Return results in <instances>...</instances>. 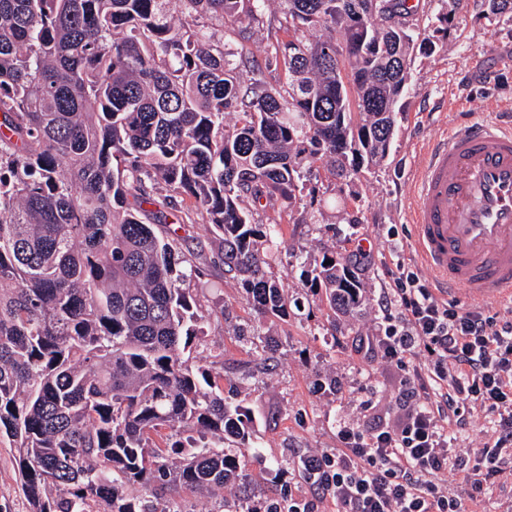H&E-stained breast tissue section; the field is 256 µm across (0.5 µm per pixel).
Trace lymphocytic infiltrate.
Masks as SVG:
<instances>
[{
  "label": "lymphocytic infiltrate",
  "instance_id": "1",
  "mask_svg": "<svg viewBox=\"0 0 512 512\" xmlns=\"http://www.w3.org/2000/svg\"><path fill=\"white\" fill-rule=\"evenodd\" d=\"M395 268L376 335L355 340L361 358L399 371L394 417L369 430L338 419L339 448L304 454L297 475L336 512H482L489 485L512 470V320L439 298L404 258ZM478 408L496 425L465 452L457 436ZM450 472L457 486L444 483Z\"/></svg>",
  "mask_w": 512,
  "mask_h": 512
}]
</instances>
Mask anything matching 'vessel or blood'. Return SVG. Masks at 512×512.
Instances as JSON below:
<instances>
[{
    "mask_svg": "<svg viewBox=\"0 0 512 512\" xmlns=\"http://www.w3.org/2000/svg\"><path fill=\"white\" fill-rule=\"evenodd\" d=\"M412 182L413 248L439 293L512 300V113L453 119Z\"/></svg>",
    "mask_w": 512,
    "mask_h": 512,
    "instance_id": "1",
    "label": "vessel or blood"
}]
</instances>
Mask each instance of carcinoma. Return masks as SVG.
Wrapping results in <instances>:
<instances>
[{
  "label": "carcinoma",
  "mask_w": 512,
  "mask_h": 512,
  "mask_svg": "<svg viewBox=\"0 0 512 512\" xmlns=\"http://www.w3.org/2000/svg\"><path fill=\"white\" fill-rule=\"evenodd\" d=\"M408 0H0V440L30 512H184L243 485L256 457L224 372L191 362L210 314L190 283L221 264L264 317L298 307L267 275L275 224L327 165L345 188L389 155L410 61L453 26ZM276 4L267 65L241 79ZM237 27L239 61L224 52ZM222 242L208 256L178 234ZM331 264H326V261ZM343 313L365 283L334 252L307 271ZM275 5L271 6V10L266 15L265 28L255 27L252 40L247 44V50L251 58L250 70L244 71L243 76L245 79H256L266 82L269 85H276L279 82L278 73L271 71L265 66V59L268 53L272 50V43H275L274 36L267 37V24L271 20L272 27L276 28L278 23L273 21L275 15ZM236 490L234 488L225 490L224 492L216 493V495L211 494H200L196 492L185 491L182 493L179 498V506L181 508H187L192 510L193 512H215L219 509V498L224 495V500L226 502H231L234 499V495H236Z\"/></svg>",
  "instance_id": "1"
}]
</instances>
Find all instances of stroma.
<instances>
[{
    "label": "stroma",
    "instance_id": "1",
    "mask_svg": "<svg viewBox=\"0 0 512 512\" xmlns=\"http://www.w3.org/2000/svg\"><path fill=\"white\" fill-rule=\"evenodd\" d=\"M454 10L443 49L411 63V86L389 159L356 182L358 223L340 222L335 181L323 169L318 176L327 193L321 215L301 201L290 209L254 207L256 222L280 223L277 255L268 272L298 297V309L275 323L258 316L247 308L237 282L218 267L194 284L200 306L213 314L196 354L206 365L220 357L225 384L236 385L250 411L259 445L248 478L254 503L279 500L287 489L311 497L294 472L299 456L337 448L336 421L356 415L360 401L375 405L366 418L370 424L395 408L396 369L363 361L352 341L376 329L380 315L372 297L388 287L396 249L407 251L413 244V185L398 165L417 166L426 142L448 129L455 113L490 118L512 108V13L485 17L483 0H456ZM392 227L399 234L395 242L386 235ZM357 242L373 250L370 268L360 273L368 298L352 314L339 316L309 288L299 259H318L327 251L346 256ZM245 323L270 331L278 343L266 371L256 368L253 344L233 334L234 326ZM16 472L13 449L0 445V512H28Z\"/></svg>",
    "mask_w": 512,
    "mask_h": 512
}]
</instances>
